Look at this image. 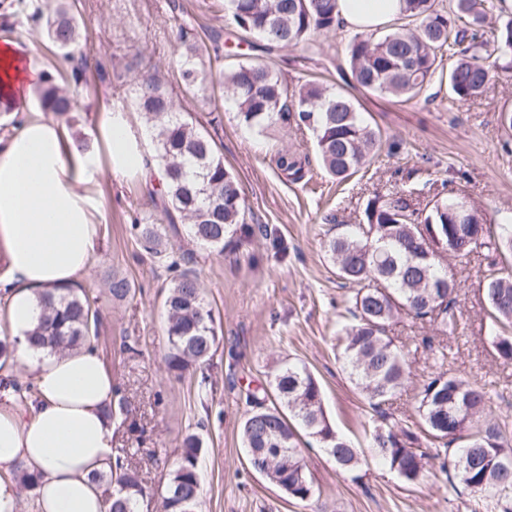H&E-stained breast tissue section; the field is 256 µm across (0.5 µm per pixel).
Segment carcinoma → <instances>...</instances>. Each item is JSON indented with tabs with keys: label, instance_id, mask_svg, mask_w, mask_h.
Masks as SVG:
<instances>
[{
	"label": "carcinoma",
	"instance_id": "1",
	"mask_svg": "<svg viewBox=\"0 0 512 512\" xmlns=\"http://www.w3.org/2000/svg\"><path fill=\"white\" fill-rule=\"evenodd\" d=\"M336 2L224 0L238 41L257 46L265 58L240 59L224 52L217 40L211 48L201 45L183 27L174 53L182 84L202 88L218 83L248 129L283 139L293 130L311 131L323 167L344 182L379 156L387 138L359 112L348 91L316 80L290 87L271 62L274 53L290 46L315 54L316 37L336 32ZM403 2V14L384 34L357 33L351 38L338 69L349 71L358 89L416 98L428 90L447 54L456 58L447 74L450 100L461 106L485 88L493 72L512 69L500 64L512 58V19L499 30H485L489 0H451L447 6L438 0ZM18 16L43 29L64 58L84 54L74 5L49 12L40 0H16L7 5L3 18ZM86 86L85 70L75 66L69 72L46 73L37 95L46 112H73L78 108L74 90ZM134 105L153 131L151 161L165 172L160 194L167 198L166 212L186 223L193 242L222 253L256 237L269 238L274 253L286 255L282 238L270 237L264 224L247 223L236 175L224 165L214 139L185 117L172 93L155 80L142 81ZM272 164L285 181L299 183L306 178L310 161L308 155L283 146L274 152ZM407 195H374L366 203L363 223L338 224L336 233L324 241L337 278L350 289L348 322L342 327L343 358L352 384L377 414L370 446L406 483L417 482L429 461L438 459L448 481H454L459 470L465 475L466 490L491 497L496 512H512V448L499 424L486 417L483 387L446 372L434 373L424 382L415 426L438 445L435 450L420 447L412 427L383 408L410 376L408 353L387 334L394 317L405 312L414 320H434L446 333L458 326L457 289L440 272L437 251L466 257L483 247L512 256V225L494 229L476 214L477 223L461 224L452 198L432 200L420 213L412 209ZM133 229L171 274L164 301L167 370L178 380L193 378L197 395L204 397L213 391L205 369L211 366L219 337L199 277L185 267L184 255L168 249L160 225L135 224ZM484 280L486 312L494 330L491 342L498 358L511 364L512 274L489 268ZM109 292L123 300L132 288L114 274ZM40 304L32 332L39 344L71 350L94 346L102 325L95 297L83 289L61 288ZM249 403L253 410L241 427L248 460L265 467L271 483H288L289 498L304 501L313 494L301 458L304 435L326 449L338 468L359 469L360 450L332 427L321 388L304 364L283 362L262 394L249 396ZM201 447L197 434L183 440L180 462L161 490L164 512H198ZM98 481L104 484L107 512H140L147 491L125 449L117 450L112 475L101 474Z\"/></svg>",
	"mask_w": 512,
	"mask_h": 512
}]
</instances>
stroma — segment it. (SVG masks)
I'll list each match as a JSON object with an SVG mask.
<instances>
[{
	"label": "stroma",
	"instance_id": "35a3bbf8",
	"mask_svg": "<svg viewBox=\"0 0 512 512\" xmlns=\"http://www.w3.org/2000/svg\"><path fill=\"white\" fill-rule=\"evenodd\" d=\"M76 7L92 68L79 110L64 116L70 133L95 141L99 114L110 107L139 134L144 151H151L148 127L131 96L134 81L156 76L214 137L242 187L248 223L269 225L288 246L281 259L262 239L217 255L194 246L186 229L169 233L174 249L193 251L204 299L216 320L219 341L209 369L214 393L203 403L189 380H175L166 370L163 301L169 275L132 229L145 220L169 225L160 198L133 171L86 186V193L103 197L107 208L92 273L79 285L100 297L97 352L130 411L127 420L115 422L117 440L149 489L154 512H159V492L182 442L192 432L203 440L201 512H493L484 497L450 484L434 467L408 484L370 457L360 468L361 480L352 481L316 444L302 448L315 495L293 501L251 468L240 429L251 410L247 393L267 383L280 362L290 358L305 363L317 379L335 430L356 447L368 448L374 416L349 381L337 340L348 291L324 252V218L332 213L337 223L359 224L374 194L420 186L418 205L463 195L488 222L512 219V128L500 122L501 112L512 111V72L496 75L483 93L460 107L449 102L438 79L423 97L409 102L356 92L359 110L386 133L389 148L345 183L312 160L307 180L290 184L271 165V140L240 125L225 99L187 91L179 82L174 54L179 28L192 29L205 43L223 35L230 28L223 0H78ZM349 36L346 30L321 36L324 52L310 60L300 49H282L274 67L288 80L310 73L340 87L337 66ZM494 260L483 250L445 260L458 286L455 333L403 313L392 321L389 334L395 342L419 341L409 356L410 381L392 406L400 421H415L417 394L435 369L434 352L424 343L430 337L447 347L444 370L489 393L487 413L512 441V364L497 358L485 311L483 275ZM114 274L131 282L134 297L115 301L106 295V282ZM124 336L136 343L138 355L120 353Z\"/></svg>",
	"mask_w": 512,
	"mask_h": 512
}]
</instances>
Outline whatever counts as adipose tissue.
<instances>
[{"label":"adipose tissue","mask_w":512,"mask_h":512,"mask_svg":"<svg viewBox=\"0 0 512 512\" xmlns=\"http://www.w3.org/2000/svg\"><path fill=\"white\" fill-rule=\"evenodd\" d=\"M402 13V0H337L346 30L370 32ZM34 49L0 40V91L24 103L40 81ZM104 153L78 149L63 123L36 113L0 139V307L17 343L15 360L34 388L19 406L13 368H0V512H20L19 471L36 476L31 512H106L96 474L109 473L117 451L105 409L116 387L95 350L61 353L33 345L39 296L89 276L103 204L82 190L105 173L154 174L122 115L99 124Z\"/></svg>","instance_id":"ef3b65f1"}]
</instances>
